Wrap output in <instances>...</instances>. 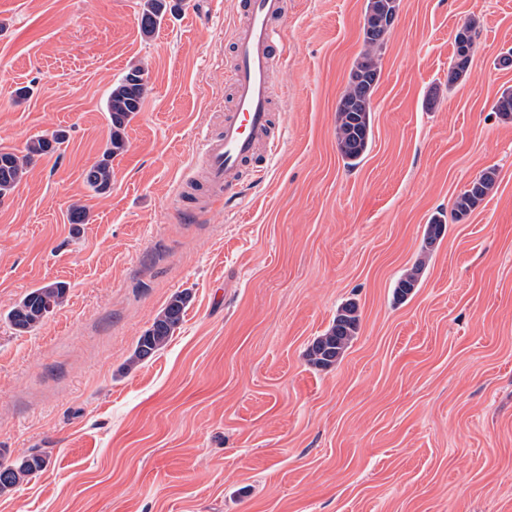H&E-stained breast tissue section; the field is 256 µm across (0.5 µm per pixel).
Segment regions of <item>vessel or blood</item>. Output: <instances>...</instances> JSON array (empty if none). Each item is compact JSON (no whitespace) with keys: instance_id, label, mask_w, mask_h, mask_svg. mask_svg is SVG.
<instances>
[{"instance_id":"b4317fda","label":"vessel or blood","mask_w":512,"mask_h":512,"mask_svg":"<svg viewBox=\"0 0 512 512\" xmlns=\"http://www.w3.org/2000/svg\"><path fill=\"white\" fill-rule=\"evenodd\" d=\"M287 13V0H242V20L232 41L234 108L225 113L219 133H204L199 144L204 179H185L184 194L197 200L215 192L231 194L246 169L255 181L264 179L283 137L270 95L282 63L275 53L280 42L279 22Z\"/></svg>"}]
</instances>
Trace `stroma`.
Listing matches in <instances>:
<instances>
[{
	"instance_id": "35a3bbf8",
	"label": "stroma",
	"mask_w": 512,
	"mask_h": 512,
	"mask_svg": "<svg viewBox=\"0 0 512 512\" xmlns=\"http://www.w3.org/2000/svg\"><path fill=\"white\" fill-rule=\"evenodd\" d=\"M169 2L146 36L143 0H0V149L67 133L0 198V450L49 459L0 512H512V122L494 110L512 91V0H402L353 168L336 105L364 51L365 0H291L271 168L181 215L198 141L230 107L239 0ZM470 19L477 50L452 83ZM134 66L148 92L97 194L84 173ZM488 169L491 192L451 219ZM52 281L65 305L16 332L5 313ZM181 291L167 347L129 366ZM349 301L358 335L335 366H310Z\"/></svg>"
}]
</instances>
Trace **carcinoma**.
<instances>
[{"label":"carcinoma","instance_id":"1","mask_svg":"<svg viewBox=\"0 0 512 512\" xmlns=\"http://www.w3.org/2000/svg\"><path fill=\"white\" fill-rule=\"evenodd\" d=\"M400 0H366L363 41L366 50L355 61L349 75L347 89L336 106L337 148L345 164L358 165L372 143V94L379 80L380 70L376 58L377 49L385 43L397 18ZM167 11V0H144L140 15V29L145 35L154 33ZM455 52L448 68V82L457 81L466 71L476 49L474 26L466 23L454 36ZM146 84L141 69L126 71L112 86L106 100V112L110 126L109 139L98 160L85 172L87 185L99 194L112 189V157L125 148V130L130 121L141 111ZM60 130L49 137L39 136L31 140L26 154L0 150V198L10 193L21 181L26 167L35 158L56 150L65 140ZM495 173L484 172L473 180L456 199L453 216L460 220L467 216L492 190ZM444 221L433 218L427 225L424 249L430 251L443 233ZM422 264L404 273L396 282L395 297L403 300L412 294L418 284ZM68 286L54 281L26 293L5 314V319L20 333L36 329L54 308L67 296ZM189 294H174L154 318L151 326L139 336L129 364L145 362L163 350L182 322ZM360 315L355 304L347 303L336 313L332 325L311 344L306 354L308 362L317 368H328L342 358L357 335ZM48 458L33 450L12 460L0 454V492L14 488L28 477L43 470Z\"/></svg>","mask_w":512,"mask_h":512}]
</instances>
